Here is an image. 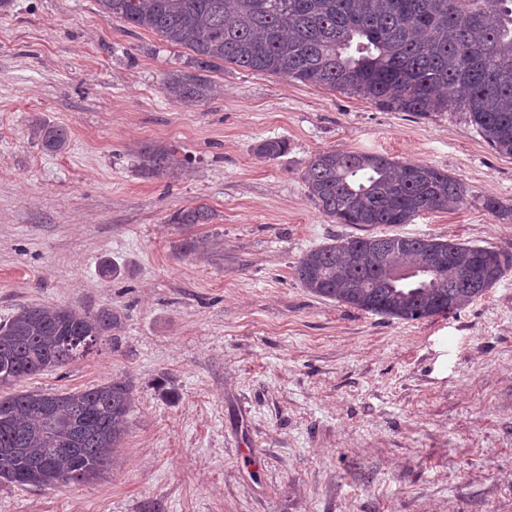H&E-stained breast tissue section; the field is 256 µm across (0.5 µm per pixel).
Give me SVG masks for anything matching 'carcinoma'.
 Masks as SVG:
<instances>
[{
	"instance_id": "obj_1",
	"label": "carcinoma",
	"mask_w": 512,
	"mask_h": 512,
	"mask_svg": "<svg viewBox=\"0 0 512 512\" xmlns=\"http://www.w3.org/2000/svg\"><path fill=\"white\" fill-rule=\"evenodd\" d=\"M104 16L151 30L192 52V72L164 75L179 103L204 101L203 72L232 64L318 84L397 112L456 110L500 155L512 156V0H98ZM32 134L49 152L63 150L68 129L36 121ZM281 140L258 146L266 158ZM141 169L156 175L180 164L174 150H141ZM308 195L338 224H409L428 211L458 207L463 183L425 163L403 164L375 153L323 150L303 173ZM204 205L176 211L173 224H204ZM440 249L448 264L428 279L420 271ZM490 279L473 280L478 258ZM512 267V255L452 239L364 236L334 239L305 252L294 276L308 292L388 318L418 321L456 314L482 297ZM117 327L107 310L27 305L0 323V383L63 367ZM135 406L133 387L114 380L71 392L23 390L0 395V479L40 487L89 482L114 466ZM84 430L79 452L62 448L72 427Z\"/></svg>"
}]
</instances>
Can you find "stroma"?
I'll return each instance as SVG.
<instances>
[{
	"label": "stroma",
	"instance_id": "obj_1",
	"mask_svg": "<svg viewBox=\"0 0 512 512\" xmlns=\"http://www.w3.org/2000/svg\"><path fill=\"white\" fill-rule=\"evenodd\" d=\"M190 52L97 0H13L0 14V321L19 307L111 310L89 354L17 384L131 381L116 469L0 483V512H512V270L460 313L403 321L314 296L293 274L345 236L455 239L512 254V157L454 111L416 116L228 64L202 103L165 73ZM68 147L31 139L36 119ZM287 141L269 159L257 147ZM184 165L147 175L139 153ZM420 161L466 201L413 223L337 224L302 175L321 150ZM206 205L207 224L170 223ZM206 239L210 250L185 242ZM116 266V276L104 274ZM32 134L42 148L49 152L63 150L69 140V132L66 127L41 120H36L33 123Z\"/></svg>",
	"mask_w": 512,
	"mask_h": 512
}]
</instances>
